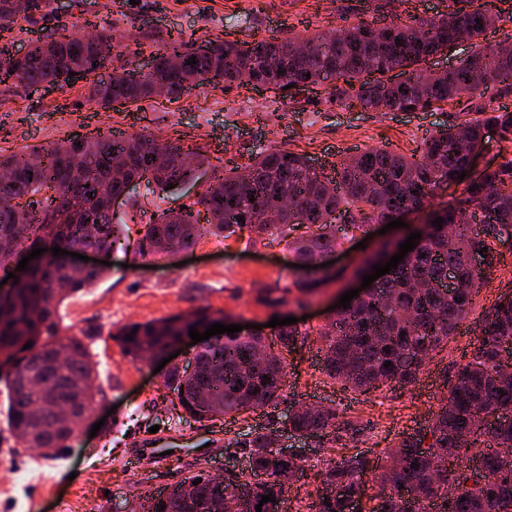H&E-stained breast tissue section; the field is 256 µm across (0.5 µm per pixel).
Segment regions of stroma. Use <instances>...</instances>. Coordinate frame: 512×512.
<instances>
[{"mask_svg": "<svg viewBox=\"0 0 512 512\" xmlns=\"http://www.w3.org/2000/svg\"><path fill=\"white\" fill-rule=\"evenodd\" d=\"M448 0H55L52 12H38L19 21L12 37L16 49L48 40L68 25L83 29L85 22L112 31L116 42L137 39L140 70L168 34H182L188 45L206 40L251 42L304 38L330 32L341 23L359 20L390 22L396 18H428L446 12ZM464 101L454 99L435 111H367L345 108L326 99L323 87L288 94L254 86L202 85L180 99L153 97L105 109L88 100V85L79 81L60 90L45 88L30 94L15 84L0 85V155H23L32 148L50 149L96 129L128 135L143 133L177 143L206 156L209 168L166 194L146 209L123 201L115 209L127 236L107 259L103 279L67 297L58 307L57 330L79 337L98 365V417L112 415L99 431L83 425L54 458L47 476L29 478V451L7 430L8 374L0 365V512H58L61 503L82 490L91 507L103 512H128L132 501L147 491L167 489L199 470L229 477L231 468H244L239 448L244 435L264 428L283 434L289 449L300 451L304 476L291 491L289 512H304L322 491L327 461L361 453L377 462L401 434L427 426L445 394L442 379L467 362L480 343V327L496 300L512 293V239L497 244L500 262L488 275L459 330L410 384H391L371 399L329 383L317 356L315 331L325 324L333 306L352 289V268L364 255L346 239L333 253L338 280L322 284L307 308L266 304L270 291L291 289L295 271L284 245L252 243L242 229L230 238L205 237L189 252L183 265L169 259L149 262L137 253L139 230L147 212L193 202L208 185L212 166L246 165L264 150L282 149L327 167L343 156L369 147L411 155L424 137L447 126L450 116L462 114ZM205 312L209 323L259 324L273 338L272 317L299 318L309 331L288 367V387L274 408H260L204 426L189 418L163 385L157 359L132 361L115 334L124 326L177 315ZM332 407L368 423L359 442L341 447L322 440L296 438L287 417L299 406ZM172 442L166 462L160 463L141 445L150 427ZM83 470L78 488L64 481L65 469Z\"/></svg>", "mask_w": 512, "mask_h": 512, "instance_id": "obj_1", "label": "stroma"}]
</instances>
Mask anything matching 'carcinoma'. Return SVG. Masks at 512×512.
I'll list each match as a JSON object with an SVG mask.
<instances>
[{
	"instance_id": "obj_1",
	"label": "carcinoma",
	"mask_w": 512,
	"mask_h": 512,
	"mask_svg": "<svg viewBox=\"0 0 512 512\" xmlns=\"http://www.w3.org/2000/svg\"><path fill=\"white\" fill-rule=\"evenodd\" d=\"M51 0H0V32L19 20L47 10ZM501 12L473 0H448V11L411 23L378 25L360 21L334 34L305 40L309 50L294 52L292 40L255 41L247 45L207 41L191 50L180 38L168 36L144 74L136 69L137 52L120 50L110 32L87 42L68 33L36 42L19 55L13 42L0 44V84L18 82L36 90L45 84L63 89L75 78L94 75L90 98L109 106L146 98L176 99L204 83L246 84L282 91L326 85L338 104L364 109L406 112L426 110L465 96L477 119L452 122L427 139L419 155L394 154L381 147L343 157L326 173L313 169L293 152L271 150L251 160L246 174L231 172L218 178L197 199L178 208L153 212L144 224L138 253L166 256L164 242L192 249L206 236L228 238L249 226L254 241L272 237L285 244L293 261L315 265L334 250L345 230L365 231L396 208L421 207L434 192L459 180L482 145L484 130L495 127L502 140L512 142V110L492 108L483 101L493 84L503 96L512 94V50L483 46L444 72L424 64L459 41H473L500 21ZM192 64H186L190 57ZM408 73L401 81L386 74ZM167 164L156 166L158 154ZM206 158L178 144H161L147 134L122 139L81 137L55 149H32L27 161L0 158L1 190L17 203L0 206V269L7 271L17 254L53 241L66 251L109 250L120 244L122 225L114 221L111 197L128 184H154L161 191L190 180ZM125 169V181L112 178V168ZM475 190L455 207L431 212L429 222L411 224L421 232L409 257L376 283L363 298L339 308L317 332L323 370L345 389L370 396L390 383L408 384L448 341L465 319L485 270L495 255L488 239L512 238V158L471 182ZM254 201H249V198ZM63 211L65 221L47 224L46 214ZM261 224L253 223L256 216ZM444 219L442 229L432 221ZM306 231L296 237V228ZM481 254L475 265L473 256ZM105 274L94 269L81 274L66 270V257L48 255L46 262L21 283L13 298L0 303V357L28 378L27 388L8 384L7 426L24 448H44L47 457L59 454L75 421L61 416L71 406L89 411L95 394L96 365L85 344L75 336L63 338L65 362L42 336L56 332L55 313L64 296L95 283ZM207 316L171 318L125 327L115 336L123 351L139 361L158 354L169 341L201 328ZM134 333V339L127 334ZM307 331L285 325L277 333L280 355L260 363L262 344L244 338L204 341L195 355L196 373L185 378L173 370L165 380L181 408L197 422L214 421L256 407L277 406L287 385V356L305 342ZM483 338L472 359L444 380L447 397L428 428L402 437L387 455L378 475L380 494L368 512H512V293L502 295L488 311ZM31 344L26 349L24 345ZM391 365L384 366V363ZM289 429L300 435L327 437L333 443L360 440L363 428L332 408L316 412L296 409ZM274 430L254 431L242 442L251 472L267 476L253 485L250 497L239 502L225 496L224 478L200 475L194 498L177 490L145 495V512H211L224 502V512H256L262 496L275 501L261 512H284L285 488L304 473L298 456L273 453ZM466 439L468 460L460 457ZM477 463L487 477L483 483L469 474L467 461ZM369 462L351 455L328 464L323 493L314 512H352L364 498Z\"/></svg>"
}]
</instances>
